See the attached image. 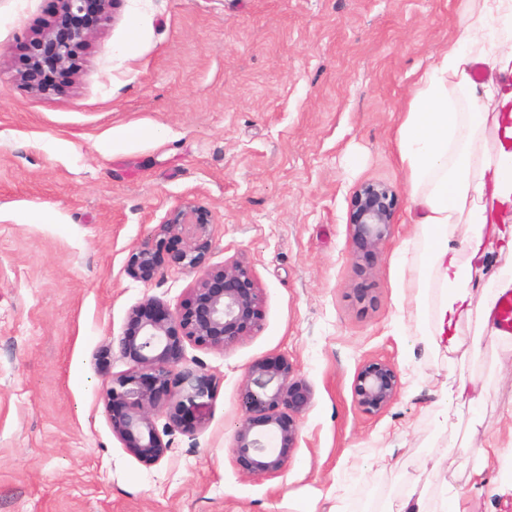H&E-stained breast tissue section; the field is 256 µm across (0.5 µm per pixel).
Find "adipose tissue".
<instances>
[{
	"instance_id": "ef3b65f1",
	"label": "adipose tissue",
	"mask_w": 512,
	"mask_h": 512,
	"mask_svg": "<svg viewBox=\"0 0 512 512\" xmlns=\"http://www.w3.org/2000/svg\"><path fill=\"white\" fill-rule=\"evenodd\" d=\"M511 59L512 0H467L460 33L420 76L398 130L400 160L425 240V272L417 286L426 290L433 278L442 289L433 333L448 351L457 343L459 322L473 316L478 319L474 346L486 338L499 339L493 307L498 294L512 289L511 268L479 282L473 279L484 266L485 238L512 252V225L492 223L490 216L496 207L512 203V128L501 124L499 114L485 110L495 99L512 100L494 79L495 71ZM477 64L485 71L479 82L471 75ZM461 100L467 105L463 112L456 109ZM489 125L499 130L493 154L481 138ZM464 226L474 233L461 246L454 231ZM456 401L475 413L484 392L473 378H455L434 410L440 427H447Z\"/></svg>"
}]
</instances>
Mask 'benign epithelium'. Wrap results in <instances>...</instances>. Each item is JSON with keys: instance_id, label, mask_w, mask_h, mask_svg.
Returning a JSON list of instances; mask_svg holds the SVG:
<instances>
[{"instance_id": "7a95c632", "label": "benign epithelium", "mask_w": 512, "mask_h": 512, "mask_svg": "<svg viewBox=\"0 0 512 512\" xmlns=\"http://www.w3.org/2000/svg\"><path fill=\"white\" fill-rule=\"evenodd\" d=\"M52 20L28 40L20 77L34 90L45 89L52 72L76 70L78 50L95 38V22L111 0H57ZM395 210V194L387 185L367 183L354 192L350 216L355 242L368 252L385 244ZM209 211L191 201L158 225L155 236H180L184 248L175 263L193 271L202 262L212 237ZM128 273L148 281L157 275L151 242L131 254ZM192 297L172 310L156 298L131 309L122 334L112 339L134 368L112 377L102 392L112 434L145 466L160 462L170 450L156 417L168 413L166 431L184 427V415L199 411L210 398L208 377L184 365L183 343L227 349L261 327L263 294L249 266L238 259L206 270L191 288ZM170 387L165 406L146 380ZM397 371L383 361H368L358 370L354 395L360 407L380 413L399 396ZM245 416L234 432L233 451L248 461V473L282 472L298 437L296 417L312 400L310 387L298 379L288 357L275 354L255 361L240 386Z\"/></svg>"}]
</instances>
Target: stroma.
Segmentation results:
<instances>
[{
  "instance_id": "1",
  "label": "stroma",
  "mask_w": 512,
  "mask_h": 512,
  "mask_svg": "<svg viewBox=\"0 0 512 512\" xmlns=\"http://www.w3.org/2000/svg\"><path fill=\"white\" fill-rule=\"evenodd\" d=\"M55 8L0 0V512H395L411 479L428 512L447 492L463 512H512V465L493 454L512 448V340L473 349L465 321L456 351L437 349L440 291L408 285L424 239L398 127L462 0H114L76 72L34 91L25 40ZM364 183L396 194L376 257L349 226ZM189 200L212 216L203 267L249 264L263 317L230 349L185 343L209 378L205 424L170 432L159 415L170 449L147 467L105 412L104 382L133 366L108 344L146 299L187 298L180 239L155 243L151 281L127 264ZM274 354L313 398L285 471L253 477L232 450L239 389ZM368 360L402 383L377 415L353 392ZM462 373L485 402L440 429L433 404Z\"/></svg>"
}]
</instances>
